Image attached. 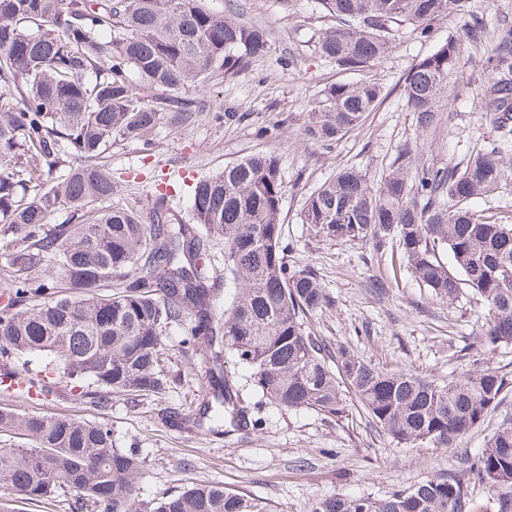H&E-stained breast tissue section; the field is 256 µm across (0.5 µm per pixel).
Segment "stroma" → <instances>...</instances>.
<instances>
[{
  "instance_id": "35a3bbf8",
  "label": "stroma",
  "mask_w": 512,
  "mask_h": 512,
  "mask_svg": "<svg viewBox=\"0 0 512 512\" xmlns=\"http://www.w3.org/2000/svg\"><path fill=\"white\" fill-rule=\"evenodd\" d=\"M230 7L241 23L268 29L267 52L236 75H213L195 94L199 108L191 121L175 123L167 112L150 141L114 145L107 159L113 204L138 211L150 224L158 184L209 175L251 154H273L283 182L282 245L288 265L311 269L327 294L326 306L308 314V332L365 362L439 382L461 380L486 367L512 379V346L480 347L479 308L471 299L436 301L406 269L392 268L390 251L365 241L327 240L299 219L306 196L341 169L355 167L377 180L407 146L417 149L418 167L427 168L462 161L475 144L498 140L480 108L491 40L467 48L460 78L430 129H421L409 112L402 80L438 42L462 34L471 15L483 17L490 32L500 21H512V0H470L467 11L449 10L427 41L402 28L389 52L361 71L320 57L317 42L335 23L323 0H231ZM360 80L380 85L376 109L333 145L308 139L305 126L319 92ZM227 112L243 118L225 123ZM164 341L170 349L164 395L132 399L112 393L104 404L90 406L77 400L67 378L48 370V357L25 356L15 359L14 367L44 371L49 390L30 399L0 389V406L109 423L114 447L139 449L145 460L144 502L206 481L263 498L271 512H308L316 500L334 494L385 497L430 474L458 468L461 457L476 455L503 420L512 418L511 397L458 447L406 448L378 434L351 397L335 418L266 405L257 426L207 431L193 424L190 404L208 384V365L187 343L184 329L168 331Z\"/></svg>"
}]
</instances>
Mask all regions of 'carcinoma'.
Listing matches in <instances>:
<instances>
[{"mask_svg":"<svg viewBox=\"0 0 512 512\" xmlns=\"http://www.w3.org/2000/svg\"><path fill=\"white\" fill-rule=\"evenodd\" d=\"M209 0H0V250L17 308L0 316V364L50 355L77 383L76 398L98 404L105 393L166 392L169 352L163 335L182 327L188 343L212 353L211 390L198 394L196 423L210 430L247 427L223 365L248 373L264 403L285 410L344 412L353 394L373 423L404 447L431 442L456 448L512 392L499 371L483 368L440 383L404 369L372 366L335 351L304 326L327 302L310 269L288 267L281 249L283 185L278 159L256 153L199 178L192 223L98 206L112 198L106 154L144 139L163 113L192 118L185 97L220 72L235 75L269 46L267 31L237 23ZM336 25L318 41L320 55L361 71L383 57L398 27L424 38L448 9L466 0H323ZM484 18L466 29L484 38ZM450 35L403 80L409 111L434 125L448 78L463 59ZM485 118L512 136V23L498 25ZM141 81L133 83L128 72ZM162 91L151 100L140 86ZM381 89L370 81L325 87L308 113L306 135L329 145L358 128ZM400 151L378 182L354 168L337 172L303 203L301 222L336 241L391 244L435 298L464 290L480 307V345L512 344V224L480 218L472 200L499 188L512 161L496 143L464 162L411 172ZM65 168L47 185L44 167ZM62 206L70 222L44 227ZM221 257H207L213 240ZM54 269L47 284L43 269ZM224 290L215 320L212 298ZM0 433L25 437L0 446V482L30 503L59 498L70 512H269L266 502L208 482L173 491L152 506L139 499L142 460L112 445V428L75 416L21 414L0 407ZM469 470L489 484L497 512H512V421L501 424ZM453 470L433 474L386 498L333 495L310 512H481Z\"/></svg>","mask_w":512,"mask_h":512,"instance_id":"carcinoma-1","label":"carcinoma"}]
</instances>
